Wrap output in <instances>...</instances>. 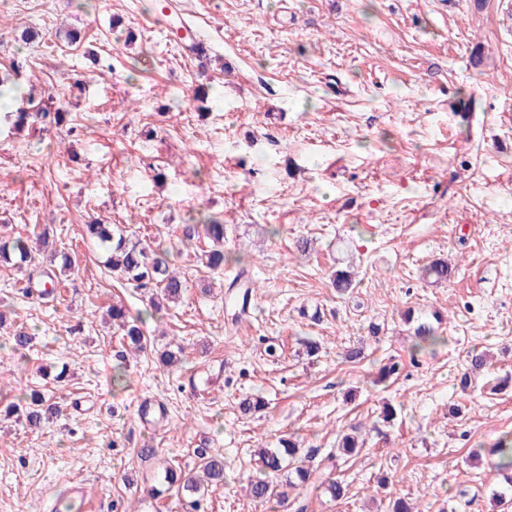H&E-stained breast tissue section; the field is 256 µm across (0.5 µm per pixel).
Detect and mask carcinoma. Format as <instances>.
Returning <instances> with one entry per match:
<instances>
[{"instance_id":"carcinoma-1","label":"carcinoma","mask_w":512,"mask_h":512,"mask_svg":"<svg viewBox=\"0 0 512 512\" xmlns=\"http://www.w3.org/2000/svg\"><path fill=\"white\" fill-rule=\"evenodd\" d=\"M0 97L7 102L27 101L22 86L16 82L11 84L0 82ZM205 238L219 245H224V224L221 221L207 218L202 224ZM86 230L107 252V263L119 277L132 281L135 287L149 294L150 309L154 312L161 310L160 301L175 302L180 300L186 285L181 277L170 267V253L161 245L151 247L139 241H134L119 228L110 224H88ZM46 237L41 232L32 238L0 237V264L8 263L19 269L28 267L42 277L41 295L48 296L59 285V276L74 270L75 261L65 252L55 251L41 259L36 257L38 242ZM450 268L444 260L436 261L425 268V276L429 279L445 282L448 280ZM112 322L122 331V337L134 352L147 349V340L142 329L143 318L140 315L132 317L122 306L114 305L109 309ZM414 335L421 343L436 344L442 341L437 330L430 324L421 323ZM22 414L29 427L37 429L41 424L57 416L56 404L47 400L39 393L30 394V403L19 410L10 408L6 416ZM298 444L292 440L282 441V447L275 451H265L260 456L262 476H255L248 481L251 499L264 505L276 496V486L268 479L271 473L282 470L284 456L290 457L297 453ZM496 462L494 468L512 482V437L506 436L499 440L494 449ZM201 468L211 484L224 482V457L219 453H200Z\"/></svg>"}]
</instances>
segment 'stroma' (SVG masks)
<instances>
[{
  "instance_id": "obj_1",
  "label": "stroma",
  "mask_w": 512,
  "mask_h": 512,
  "mask_svg": "<svg viewBox=\"0 0 512 512\" xmlns=\"http://www.w3.org/2000/svg\"><path fill=\"white\" fill-rule=\"evenodd\" d=\"M175 16L207 43L208 70ZM11 72L70 118L17 129L0 112V235L48 225L79 273L52 301L0 265V334L33 336L0 347V512H52L77 480L99 512H185L187 492L147 489L167 466L196 474L201 448L223 453L227 480L199 493L200 512H386L398 497L500 512L495 495L512 499L493 469L512 434V0H0ZM208 216L224 222L214 271L197 260L207 239L180 242ZM91 222L167 247L187 282L146 319L147 353L108 311L148 301L112 274ZM439 258L451 278L424 279ZM421 320L442 343L416 349ZM176 349L178 364L159 362ZM476 350L489 356L477 375ZM389 362L400 370L385 379ZM34 390L62 409L37 430L5 414ZM257 393L266 407L242 414ZM145 403L165 409L156 429ZM354 428L364 447L331 465ZM288 438L312 477L257 505L245 480ZM146 445L153 460L137 455ZM337 475L335 501L322 482Z\"/></svg>"
}]
</instances>
